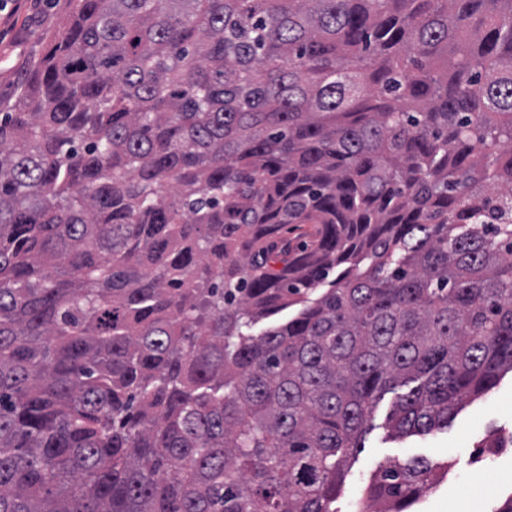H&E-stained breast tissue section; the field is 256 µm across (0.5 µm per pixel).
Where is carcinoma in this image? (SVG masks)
Masks as SVG:
<instances>
[{
  "label": "carcinoma",
  "instance_id": "obj_1",
  "mask_svg": "<svg viewBox=\"0 0 512 512\" xmlns=\"http://www.w3.org/2000/svg\"><path fill=\"white\" fill-rule=\"evenodd\" d=\"M508 372L512 0H74L0 113V512H336L386 394Z\"/></svg>",
  "mask_w": 512,
  "mask_h": 512
}]
</instances>
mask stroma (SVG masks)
<instances>
[{
	"instance_id": "obj_1",
	"label": "stroma",
	"mask_w": 512,
	"mask_h": 512,
	"mask_svg": "<svg viewBox=\"0 0 512 512\" xmlns=\"http://www.w3.org/2000/svg\"><path fill=\"white\" fill-rule=\"evenodd\" d=\"M71 12L70 0H0V112L13 111L20 87ZM393 400L388 394L379 402L364 449L350 457L337 512H365L372 476L417 456L430 461L437 479L413 512H454L462 502L470 512H495L512 496V445L493 454L486 447L493 434H512L511 373L461 410L448 430L425 436L388 440L385 423Z\"/></svg>"
}]
</instances>
